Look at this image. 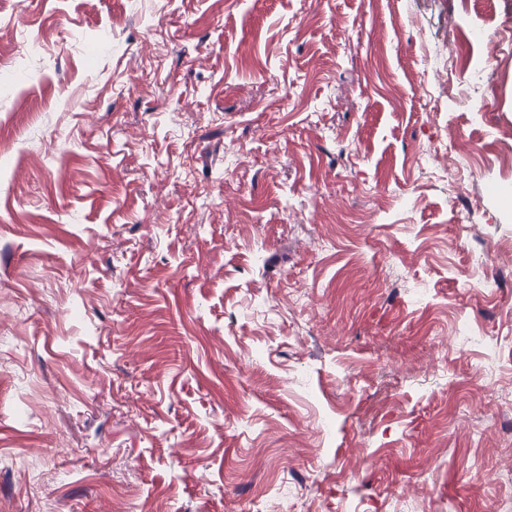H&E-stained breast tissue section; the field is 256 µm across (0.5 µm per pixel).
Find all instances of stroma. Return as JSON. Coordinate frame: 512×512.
Wrapping results in <instances>:
<instances>
[{
	"label": "stroma",
	"instance_id": "35a3bbf8",
	"mask_svg": "<svg viewBox=\"0 0 512 512\" xmlns=\"http://www.w3.org/2000/svg\"><path fill=\"white\" fill-rule=\"evenodd\" d=\"M453 4L0 0V512H512V0L470 102Z\"/></svg>",
	"mask_w": 512,
	"mask_h": 512
}]
</instances>
